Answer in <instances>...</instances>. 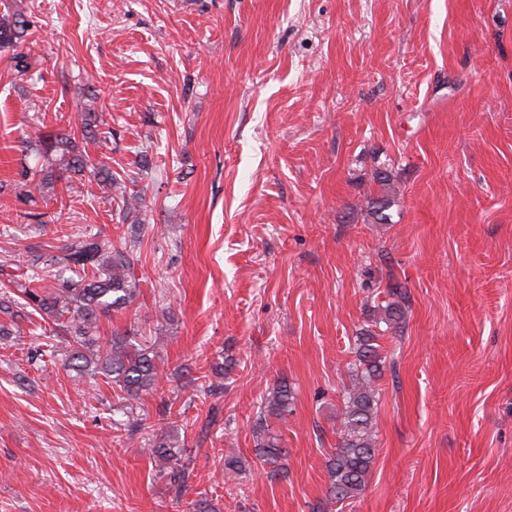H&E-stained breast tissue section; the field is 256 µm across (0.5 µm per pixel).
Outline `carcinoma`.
I'll return each instance as SVG.
<instances>
[{
  "label": "carcinoma",
  "instance_id": "1",
  "mask_svg": "<svg viewBox=\"0 0 512 512\" xmlns=\"http://www.w3.org/2000/svg\"><path fill=\"white\" fill-rule=\"evenodd\" d=\"M34 21L9 10L0 14V48H17L25 42ZM97 116L82 112L69 131L45 138L48 165L40 171L21 172L15 185L17 195L34 201L41 187L73 177H86L106 188L121 189L111 168L82 153L78 140H91L97 134ZM393 201L384 192L372 198L369 214L376 224L388 223ZM136 244L114 248L98 234L82 231L77 240L57 247V253L43 265L32 264L23 274V300L9 293L0 295V336H11L21 329V322L36 313L51 330L66 337L73 367L80 376L103 375L120 391L125 409L159 388L162 380L157 346L144 347L134 333L112 329L109 340L99 336L100 317L127 310L140 296L139 280L134 275L138 264ZM384 299L372 306L373 318L356 331L353 360L348 362L351 385L344 391L340 409V439L326 457L328 477L326 501L343 503L365 491L376 457L375 425L381 392L378 382L385 369L396 371L394 359L387 358L380 342L385 333L402 336L406 326L408 296L404 286L391 279ZM293 393L286 379H281L261 400L253 434L256 458L260 466H276L284 457L280 435L272 429L271 419H283L292 412ZM178 438L160 430L152 438L148 453L159 475L180 492L189 472L175 451Z\"/></svg>",
  "mask_w": 512,
  "mask_h": 512
}]
</instances>
